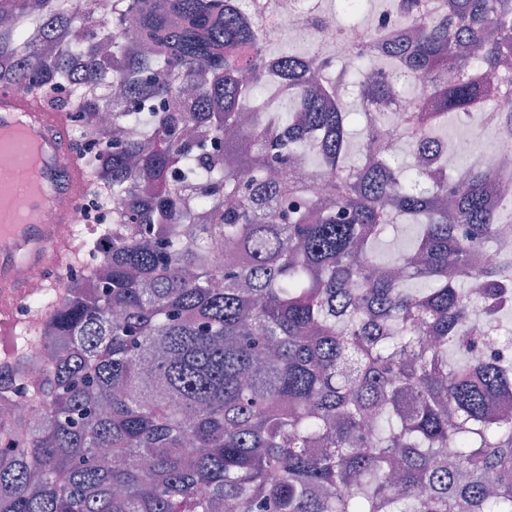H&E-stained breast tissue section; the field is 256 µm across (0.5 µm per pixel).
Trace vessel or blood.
Masks as SVG:
<instances>
[{
    "instance_id": "1",
    "label": "vessel or blood",
    "mask_w": 512,
    "mask_h": 512,
    "mask_svg": "<svg viewBox=\"0 0 512 512\" xmlns=\"http://www.w3.org/2000/svg\"><path fill=\"white\" fill-rule=\"evenodd\" d=\"M27 127V139L37 146L42 159L40 177L43 193L32 197L12 192L0 182V334L10 333L24 294L16 276L19 265L36 275L72 265L77 255L73 240L59 237L57 225L68 223L69 212L61 211L52 224L40 222V214L51 200L62 194L82 200L87 180L75 156L66 146L68 119L38 99L9 89L0 91V129L15 123Z\"/></svg>"
}]
</instances>
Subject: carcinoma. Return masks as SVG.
<instances>
[{
    "mask_svg": "<svg viewBox=\"0 0 512 512\" xmlns=\"http://www.w3.org/2000/svg\"><path fill=\"white\" fill-rule=\"evenodd\" d=\"M228 2L0 0V88L65 112L112 200L102 278L31 300L48 377L0 371V405H32L0 417V512H512V359L470 330L512 310V259L474 264L512 208L490 164L450 189L385 156L492 93L512 108V0H446L438 24L400 0L419 33L374 63L420 91L394 125L362 106L391 92L373 62L341 68L347 110L314 80L330 62ZM273 66L299 108L261 111ZM311 159L324 195L288 176ZM403 220L396 274L375 246Z\"/></svg>",
    "mask_w": 512,
    "mask_h": 512,
    "instance_id": "carcinoma-1",
    "label": "carcinoma"
}]
</instances>
